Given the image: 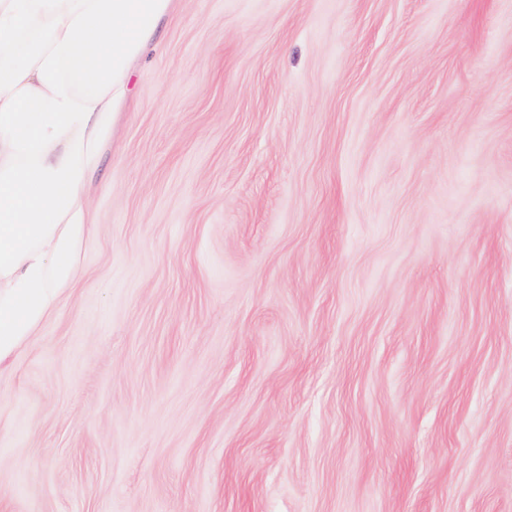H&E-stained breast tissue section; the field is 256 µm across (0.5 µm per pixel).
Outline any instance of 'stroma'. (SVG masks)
Here are the masks:
<instances>
[{"label": "stroma", "instance_id": "stroma-1", "mask_svg": "<svg viewBox=\"0 0 512 512\" xmlns=\"http://www.w3.org/2000/svg\"><path fill=\"white\" fill-rule=\"evenodd\" d=\"M0 361V512H512V0H173Z\"/></svg>", "mask_w": 512, "mask_h": 512}]
</instances>
